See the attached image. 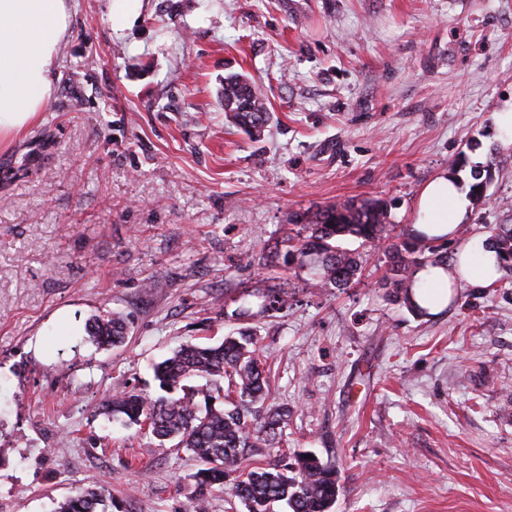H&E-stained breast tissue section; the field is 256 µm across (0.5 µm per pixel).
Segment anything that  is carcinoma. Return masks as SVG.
<instances>
[{
	"mask_svg": "<svg viewBox=\"0 0 512 512\" xmlns=\"http://www.w3.org/2000/svg\"><path fill=\"white\" fill-rule=\"evenodd\" d=\"M225 115L236 124L260 136L271 118L262 91L241 75L224 78L221 95ZM293 225L274 257L282 267L293 264L313 270L323 288L349 287L362 275L364 258L343 247L354 240L381 248L388 266L381 280L390 300L409 309L412 273L425 265H440L455 284L463 278V268L448 260L445 244L422 234H393L388 205L374 198L330 203L307 216L294 213ZM485 247L495 252L499 269L512 273V224L489 228ZM263 299L262 311L283 309L287 300L270 288H257ZM90 338L101 346H117L127 338L125 322L119 317L95 318L88 323ZM154 377L162 394L150 397L122 392L107 401L114 416L138 425L163 446L169 442L192 452L199 468L192 475L187 492L189 510L207 512L210 494L229 487L247 512H272L276 503L289 512H330L340 493L338 471L316 455H293L290 463L281 461L256 465L273 447L288 421V410L266 405L269 399L264 364L253 333L241 328L215 344H182L163 361L155 364ZM194 377L214 383L227 380L222 403L196 401L200 391L187 385ZM55 512H107L102 491L87 488L58 503Z\"/></svg>",
	"mask_w": 512,
	"mask_h": 512,
	"instance_id": "1",
	"label": "carcinoma"
}]
</instances>
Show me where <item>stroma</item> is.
<instances>
[{"instance_id": "35a3bbf8", "label": "stroma", "mask_w": 512, "mask_h": 512, "mask_svg": "<svg viewBox=\"0 0 512 512\" xmlns=\"http://www.w3.org/2000/svg\"><path fill=\"white\" fill-rule=\"evenodd\" d=\"M109 7L69 0L50 103L0 147V512L93 485L186 512L191 453L103 404L242 326L290 411L270 455L335 464L331 512H512V277L418 315L377 248L341 290L272 261L289 216L330 202L376 197L412 228L443 173L467 201L449 253L512 224V0H143L119 32ZM232 73L269 102L259 139L224 115ZM261 281L289 307L261 315ZM113 315L128 341L98 347L86 324Z\"/></svg>"}]
</instances>
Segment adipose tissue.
I'll list each match as a JSON object with an SVG mask.
<instances>
[{
	"label": "adipose tissue",
	"instance_id": "ef3b65f1",
	"mask_svg": "<svg viewBox=\"0 0 512 512\" xmlns=\"http://www.w3.org/2000/svg\"><path fill=\"white\" fill-rule=\"evenodd\" d=\"M69 28L67 0H0V144L24 133L49 104ZM466 215L458 183L441 174L422 189L415 232L450 239ZM410 297L428 313L442 310L448 277L426 266L413 276Z\"/></svg>",
	"mask_w": 512,
	"mask_h": 512
}]
</instances>
